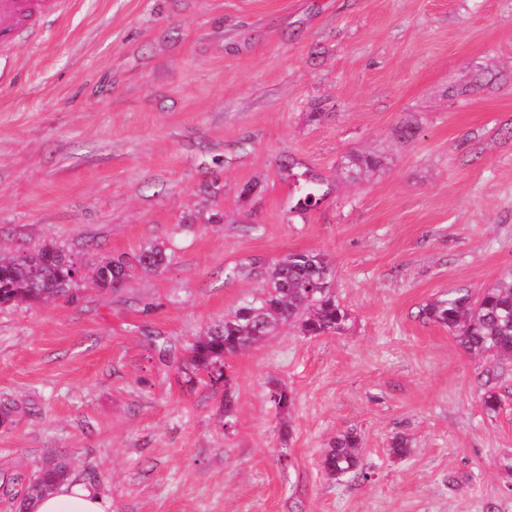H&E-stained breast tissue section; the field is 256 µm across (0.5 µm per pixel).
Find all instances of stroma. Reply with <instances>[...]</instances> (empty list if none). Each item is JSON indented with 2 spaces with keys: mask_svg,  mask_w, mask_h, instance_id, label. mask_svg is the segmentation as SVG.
<instances>
[{
  "mask_svg": "<svg viewBox=\"0 0 512 512\" xmlns=\"http://www.w3.org/2000/svg\"><path fill=\"white\" fill-rule=\"evenodd\" d=\"M353 150L386 169L338 179ZM289 157L328 190L295 217ZM45 243L170 262L0 310V484L63 454L111 512H512V363L487 412L490 367L419 314L512 275V0H67L0 50V250ZM301 251L349 325L230 357L225 426L185 348L256 292L241 266ZM349 429L369 480L321 468ZM137 257L138 266L148 271L163 269L168 262L167 248L159 244L148 245Z\"/></svg>",
  "mask_w": 512,
  "mask_h": 512,
  "instance_id": "obj_1",
  "label": "stroma"
}]
</instances>
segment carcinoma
<instances>
[{
    "instance_id": "cac0c4a2",
    "label": "carcinoma",
    "mask_w": 512,
    "mask_h": 512,
    "mask_svg": "<svg viewBox=\"0 0 512 512\" xmlns=\"http://www.w3.org/2000/svg\"><path fill=\"white\" fill-rule=\"evenodd\" d=\"M385 165V157L377 152H348L342 156L339 175L348 181L366 180ZM300 191L289 213L302 214L322 200L317 183L320 178L305 170L288 168ZM168 262L167 248L150 244L138 254L137 264L148 271H157ZM74 261L53 244H44L35 251L0 254V306L19 302L44 303L65 297L73 290L71 266ZM127 262L104 259L98 262L86 279L101 289L122 287L129 276ZM246 273L258 281L259 292L245 298L224 320L209 327L189 344L192 383L202 374L216 385L226 379L225 360L239 351L259 344L275 335L283 326L297 329L303 336H323L343 331L350 320L347 310L338 302L331 288L333 266L321 253L305 251L281 259L253 260ZM420 314L448 329L460 347L475 356L494 362L512 359V277L501 280L473 294L455 288L423 305ZM287 388L273 381L269 398L286 416L293 398L283 400ZM481 400L485 409L495 412L501 405L497 388L483 384ZM362 438L354 430L336 436L325 449L322 470L330 477L351 476L368 479L361 463ZM392 458L410 455L407 438L396 436L387 448ZM68 463L48 457L32 472L24 488L23 500L32 501L45 494V488L58 478L67 477Z\"/></svg>"
}]
</instances>
